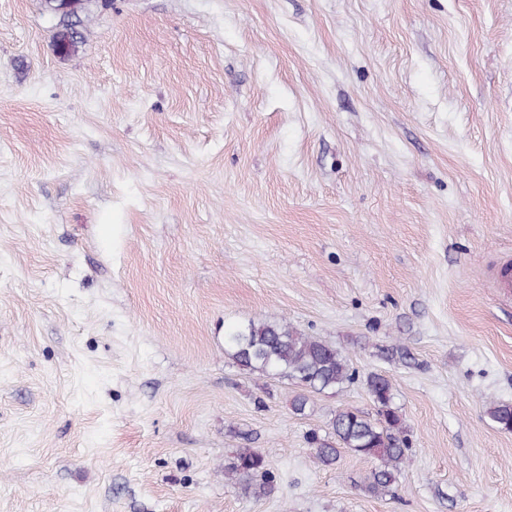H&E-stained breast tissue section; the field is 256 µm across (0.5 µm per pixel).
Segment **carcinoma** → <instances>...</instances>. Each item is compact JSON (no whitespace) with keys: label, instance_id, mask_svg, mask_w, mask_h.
Masks as SVG:
<instances>
[{"label":"carcinoma","instance_id":"1","mask_svg":"<svg viewBox=\"0 0 512 512\" xmlns=\"http://www.w3.org/2000/svg\"><path fill=\"white\" fill-rule=\"evenodd\" d=\"M93 0H62L63 9H52L50 0H41L46 13L57 20L54 40L66 55L79 52L85 42L84 27ZM225 352L244 370L262 376L286 377L300 388L291 400L294 414L304 416L309 408V394L338 391L359 380L347 358L335 346L308 336L286 321H250L224 334ZM375 413L357 409L336 411L328 435L308 434L307 442L314 457L324 467L336 464L346 450L375 459L367 491L386 495L398 486L402 466L407 459L408 433L398 411L393 407L390 380L371 373L363 380ZM487 416L498 427L512 430V403L492 402ZM224 476L239 485L242 492L255 498L274 493L276 484L267 469L264 456L250 448L238 452L224 469Z\"/></svg>","mask_w":512,"mask_h":512}]
</instances>
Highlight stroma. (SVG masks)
<instances>
[{
    "label": "stroma",
    "mask_w": 512,
    "mask_h": 512,
    "mask_svg": "<svg viewBox=\"0 0 512 512\" xmlns=\"http://www.w3.org/2000/svg\"><path fill=\"white\" fill-rule=\"evenodd\" d=\"M0 0V512H512V0ZM361 380L291 411L224 333ZM387 376L410 430L314 458ZM260 452L276 491L224 478ZM50 1L41 0V4L44 11L57 20L55 43L64 48L66 56L78 54L85 42L84 27L89 18L90 3L96 0H62L60 11H54ZM224 348L243 370L294 381L301 392L290 405L300 416L307 414L310 393L338 391L359 380L335 346L286 321H249L224 334ZM363 384L374 404V415L352 408L336 410L328 436L322 437L314 431L308 434L307 442L317 462L324 467L334 466L341 450L377 460L366 488L372 494L386 495L398 486L409 450L408 430L393 407L390 380L371 373Z\"/></svg>",
    "instance_id": "obj_1"
}]
</instances>
